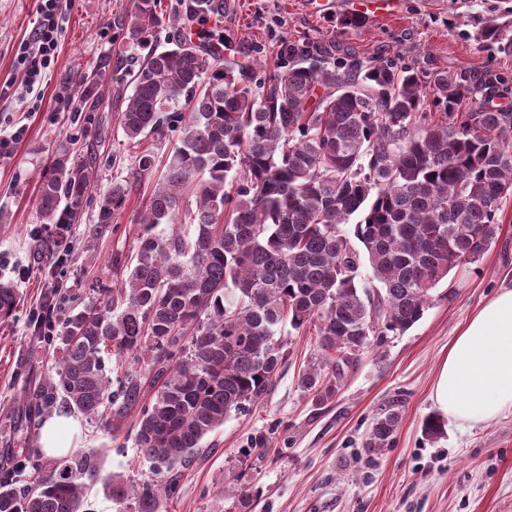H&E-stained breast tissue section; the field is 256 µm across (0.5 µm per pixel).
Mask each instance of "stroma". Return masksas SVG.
Wrapping results in <instances>:
<instances>
[{"label":"stroma","instance_id":"stroma-1","mask_svg":"<svg viewBox=\"0 0 512 512\" xmlns=\"http://www.w3.org/2000/svg\"><path fill=\"white\" fill-rule=\"evenodd\" d=\"M218 27L234 48L267 67L279 62L283 39H335L369 58H397L426 71L512 76V52L484 40L490 25L512 37V0H399L388 13L373 0H228ZM135 0H72L55 61L38 88L39 106L25 93L15 48L38 24V0H0V138L14 137L0 157V280L19 292L13 319L0 321V469L15 467L11 449L29 434L21 394L42 383L56 354L29 319L55 286L67 289L63 310L89 305L100 288L118 287L137 248L142 211L170 154L168 139L121 146L120 106L110 91L125 90L124 70L110 68L98 86L100 106L76 109L75 80L102 58L124 59L134 49L117 22ZM358 15L363 23L342 26ZM94 152L95 181L81 220L72 225L70 253L56 264L37 206L43 169L60 150ZM154 157L114 223L97 221L113 180L130 176L138 153ZM501 230L478 263L452 271L433 292L423 318L407 332L361 356L336 396L316 403L299 375L318 359L312 335H284L285 360L260 404L233 413L205 440L206 449L182 469L167 512H234L237 487L259 490L254 512H512V411L497 420L460 427L445 421L441 435L424 436L422 421L437 408L433 386L448 344L495 292L512 287V197L499 212ZM398 401L402 420L393 444L367 452L364 439L378 408ZM78 451L96 450L104 470L135 480L150 473L138 458L130 428L106 432L82 419Z\"/></svg>","mask_w":512,"mask_h":512}]
</instances>
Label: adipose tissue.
<instances>
[{
  "label": "adipose tissue",
  "instance_id": "obj_1",
  "mask_svg": "<svg viewBox=\"0 0 512 512\" xmlns=\"http://www.w3.org/2000/svg\"><path fill=\"white\" fill-rule=\"evenodd\" d=\"M433 398L443 416L461 425L489 422L512 409V288L499 289L459 330L439 368ZM80 428L72 415L46 419V454H67Z\"/></svg>",
  "mask_w": 512,
  "mask_h": 512
}]
</instances>
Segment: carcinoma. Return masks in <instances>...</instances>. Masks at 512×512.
I'll list each match as a JSON object with an SVG mask.
<instances>
[{
  "label": "carcinoma",
  "mask_w": 512,
  "mask_h": 512,
  "mask_svg": "<svg viewBox=\"0 0 512 512\" xmlns=\"http://www.w3.org/2000/svg\"><path fill=\"white\" fill-rule=\"evenodd\" d=\"M224 8L190 0L168 21L180 31ZM162 15L160 0H137L119 24L144 52L124 61L132 94L119 126L128 147L172 132L178 144L137 218L126 278L66 320L55 366L23 392L31 421L61 402L114 432L138 411L134 444L153 477L104 478L94 454L49 463L15 448L22 464L0 473V512H82L98 482L126 512H159L203 439L269 391L283 329L314 336L319 359L299 385L329 401L364 353L423 317L451 271L481 259L512 195L502 78L426 76L310 37L283 40L288 65L273 70L180 37L160 51ZM111 65L104 56L94 78L79 76L83 111L99 107L95 78ZM92 177L91 158L61 150L39 183L46 223H74ZM130 185L112 183L98 223L114 221ZM17 304L0 283V320ZM401 420L397 402L384 405L363 447L391 445Z\"/></svg>",
  "instance_id": "carcinoma-1"
}]
</instances>
